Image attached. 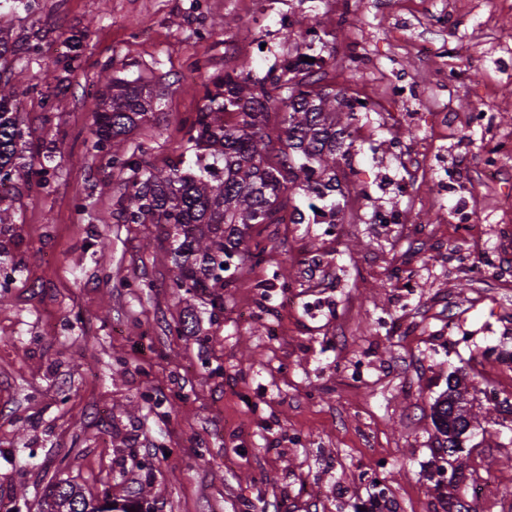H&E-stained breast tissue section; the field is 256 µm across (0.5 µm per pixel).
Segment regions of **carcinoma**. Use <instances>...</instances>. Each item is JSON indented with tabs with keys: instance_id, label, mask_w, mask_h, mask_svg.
<instances>
[{
	"instance_id": "carcinoma-1",
	"label": "carcinoma",
	"mask_w": 512,
	"mask_h": 512,
	"mask_svg": "<svg viewBox=\"0 0 512 512\" xmlns=\"http://www.w3.org/2000/svg\"><path fill=\"white\" fill-rule=\"evenodd\" d=\"M0 62V227L14 223L18 184L39 177L47 184L50 156L36 149L22 159L24 131L16 102L24 91L3 78ZM308 74L282 67L279 73H255L253 62L212 79L215 91L190 122L187 143L195 150L197 172L178 163L151 165L144 155L120 151L125 136L144 121L150 98L140 79L114 78L96 98L100 115L94 148L112 152V164L129 172L124 182L126 224H157L173 238L170 250L175 269L173 287L191 297L209 293L213 307L224 306L217 289L226 286L224 273L245 259L261 261L260 244L246 243L254 224H282V196L302 192L305 206L298 216L316 212L336 217V168L350 154L347 141L355 113L346 96L332 88H315ZM283 111L280 127L269 124L271 111ZM234 114L230 124L224 117ZM285 149L272 164L267 153L274 141ZM468 386L459 377L448 382L432 406L439 447L460 459L461 437L475 414ZM112 501L94 504L74 486L60 482L46 512H112Z\"/></svg>"
}]
</instances>
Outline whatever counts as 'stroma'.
I'll return each mask as SVG.
<instances>
[{
    "mask_svg": "<svg viewBox=\"0 0 512 512\" xmlns=\"http://www.w3.org/2000/svg\"><path fill=\"white\" fill-rule=\"evenodd\" d=\"M31 0L29 10L0 5V28L13 41L9 76L25 87L18 110L32 140L53 151L49 185L21 184L19 220L0 230V503L12 512H43L59 482L87 497L141 501L146 512H494L512 502V368L494 345L512 324V287L493 313L466 277L487 250L457 236L438 212L471 198L480 215L494 206L480 182L476 156L503 130L512 131V68L499 49L512 45V15L493 17L477 0L454 4L448 64L471 70L469 82L438 90L414 57L389 40L394 21L366 11L338 25L339 0ZM325 35L322 85L366 89L351 45L368 43L377 84L407 75L419 99L353 128V152L336 174L345 199V230L322 236L315 224H257L250 234L265 249L261 265L242 263L224 288L223 309L172 286L163 230L126 224L124 176L110 153L94 150L92 97L99 76L141 79L152 112L128 133V151H144L162 167L180 160L185 119L202 108L213 76L254 59L259 73L271 53L240 40L253 22L271 26L277 11ZM231 20V29L221 21ZM76 54L63 89L46 85ZM449 106L457 126L437 137L429 113ZM493 114L470 128L468 112ZM400 138L411 154L435 140L467 193L428 186L432 208L396 198L393 178L411 182L408 158L392 161ZM396 200L443 245L427 248L402 230L363 223L371 207ZM109 247L99 250L96 242ZM288 268L292 283L325 296L319 319L266 297L278 287L272 271ZM416 286L397 304L401 282ZM195 336L174 334L187 314ZM388 321L378 329L376 318ZM465 375L482 398L496 386L508 402L490 406L464 443L465 481L448 484L451 458L436 441L432 405L451 373ZM383 463L388 496L374 499L364 475ZM489 481V498L470 497L467 479Z\"/></svg>",
    "mask_w": 512,
    "mask_h": 512,
    "instance_id": "stroma-1",
    "label": "stroma"
}]
</instances>
